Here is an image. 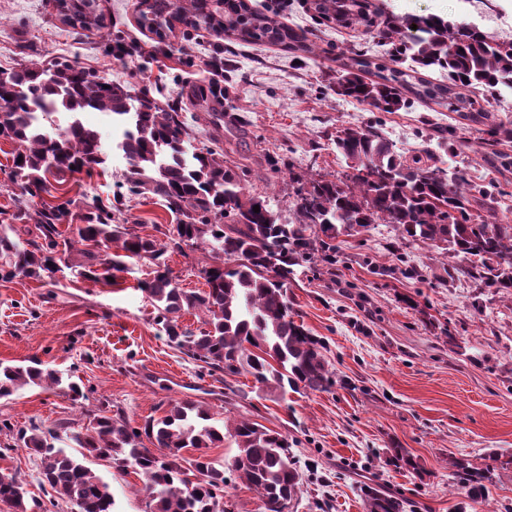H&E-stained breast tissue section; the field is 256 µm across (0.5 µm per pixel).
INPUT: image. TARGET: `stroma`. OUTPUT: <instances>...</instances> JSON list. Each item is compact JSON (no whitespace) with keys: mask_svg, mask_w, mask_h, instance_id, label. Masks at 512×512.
<instances>
[{"mask_svg":"<svg viewBox=\"0 0 512 512\" xmlns=\"http://www.w3.org/2000/svg\"><path fill=\"white\" fill-rule=\"evenodd\" d=\"M316 44L319 55L281 45L236 43L233 69L219 78L224 109L239 118L214 132L207 108L191 104L188 90L215 78L209 63L217 39L176 25L159 41L138 23L141 0H99L109 28L77 32L59 19L57 0H0V69L69 59L112 82L134 89H162L181 108L194 147L215 145L246 173V191L269 200L281 220L294 218V178L331 176L344 170L333 139L349 126L380 124L405 155L436 150L439 166L462 170L470 185L491 191L492 213L512 221V140L490 158L489 124L512 128V92L492 96L488 121L449 118L423 105L381 112L336 95L333 82L350 49L384 55L387 47L363 28L316 24L304 0H247ZM388 15L438 14L478 24L486 34L512 39V0H475L460 12L454 0H375ZM123 39L128 54L112 48ZM108 155L106 169L52 183V195L97 199L112 221L147 238L174 216L152 195L116 199L127 163L115 148L117 129L107 112H84ZM454 133L455 151L437 146ZM286 163L273 170L270 158ZM202 251L167 255L171 277L188 290H206ZM452 257L425 244H404L394 225L376 224L344 237L335 269L299 267L288 298L296 319L323 343L336 384L326 392H282L258 387L241 374L220 381L200 375L195 361L172 347L154 322L139 288L148 261L128 259L119 285L82 279L43 283L18 276L0 281V362L40 359L79 377L87 395L75 405L61 391L25 387L0 400V472L19 475L41 495L39 460L14 448V432L38 422H74L83 431L99 406L123 408L132 425L160 417L169 400H193L216 417L249 418L286 434L301 475L294 512H365L364 485L401 491L416 512H512V295L449 276ZM416 269L404 277L400 266ZM413 454L420 471L389 464L393 449ZM85 465L108 481L118 512H147L140 475L107 458L69 445ZM468 459L490 468L489 504L472 501L448 480V462Z\"/></svg>","mask_w":512,"mask_h":512,"instance_id":"35a3bbf8","label":"stroma"}]
</instances>
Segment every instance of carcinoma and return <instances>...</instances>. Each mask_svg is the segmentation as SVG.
Wrapping results in <instances>:
<instances>
[{"label": "carcinoma", "mask_w": 512, "mask_h": 512, "mask_svg": "<svg viewBox=\"0 0 512 512\" xmlns=\"http://www.w3.org/2000/svg\"><path fill=\"white\" fill-rule=\"evenodd\" d=\"M139 24L151 31H173V21L221 38L235 36L248 43L269 42L290 50L316 53L287 25L251 10L245 0H142ZM61 11L82 30L104 28L98 0H59ZM337 23L374 26L368 0H348ZM313 19L332 21V0H311ZM377 35L393 46L389 62L354 51L336 77L335 91L381 112H397L419 103L436 105L477 121L487 116L488 102L473 94L483 88L495 93L512 89V40H499L439 15H391ZM438 71L448 83H434L423 72ZM109 112L118 122L116 148L127 161L124 185L133 194H151L179 217L163 230L164 240L141 237L112 223V212L86 201L56 198L32 208L57 181L106 166L99 134L77 114ZM69 114L67 126L46 139L34 113ZM488 154L512 129L502 124L487 131ZM0 136L13 141L10 179L20 183L21 196L10 217L0 220V280L23 275L57 281L61 255L77 252L63 268L97 282L125 271L126 258L146 259L153 277L143 282L155 322L168 341L202 363L209 376L245 372L262 387H290L323 392L336 385L334 372L319 339L301 323L288 302L296 269L306 262L336 264L342 235L360 234L373 224L395 226L401 239L435 246L465 261L453 272L488 288L512 294V224L480 214L487 194H472L458 172L424 162L430 152L406 156L378 125L336 131V153L348 161L346 171L332 178L298 181L293 221L283 222L267 201L246 194L245 173L211 147L193 152L185 143L191 129L183 113L162 103L147 89L134 91L112 83L97 72L70 61L47 66L0 70ZM260 212L253 211L254 206ZM36 217L37 234L22 240L15 224ZM79 219L77 238L62 239L59 226ZM119 252L104 262L98 250ZM201 249L213 262L202 268L208 290L179 287L169 276L163 256L167 249ZM197 311L201 327L181 324L182 313ZM25 386L59 388L74 402L86 399L81 384L38 360L27 365L0 363V399ZM238 449L224 466L208 449L226 439ZM18 440L40 460L41 487L49 488V505L65 501L79 512H117L111 486L59 443L67 440L120 469L132 468L143 478L150 512H224L225 473L250 486L261 497L265 512H279L285 498L300 491V475L288 436L249 419L222 423L193 401L168 403L160 418L131 425L116 407L94 415L85 433L67 421L51 428L32 423ZM150 443L160 450L153 453ZM194 454L186 457L184 450ZM453 482L468 489L472 499L488 493L481 471L463 458L448 462ZM362 493L367 512H407L401 494L375 487ZM0 503L14 512H47L43 500L28 497L19 477L0 482Z\"/></svg>", "instance_id": "carcinoma-1"}]
</instances>
